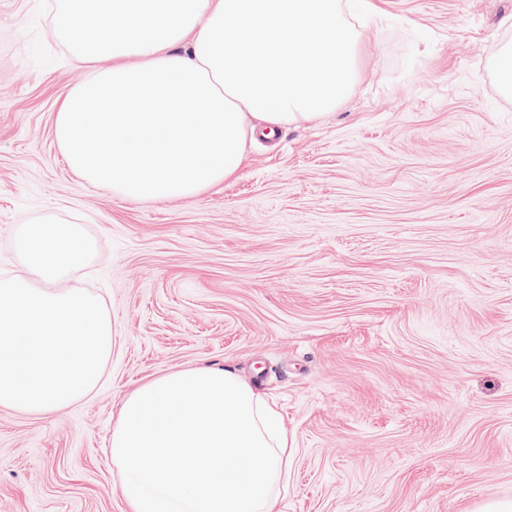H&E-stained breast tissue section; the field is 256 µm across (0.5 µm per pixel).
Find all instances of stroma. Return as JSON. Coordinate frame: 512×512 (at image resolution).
I'll use <instances>...</instances> for the list:
<instances>
[{
  "instance_id": "35a3bbf8",
  "label": "stroma",
  "mask_w": 512,
  "mask_h": 512,
  "mask_svg": "<svg viewBox=\"0 0 512 512\" xmlns=\"http://www.w3.org/2000/svg\"><path fill=\"white\" fill-rule=\"evenodd\" d=\"M330 117L249 146L198 195L133 200L55 136L88 80L58 0H0V279L56 217L95 255L69 287L112 319L101 384L57 417L0 407V512H126L109 441L146 381L229 367L289 432L281 512L512 501V0H373ZM495 71L501 92L512 97V44L505 45L495 60Z\"/></svg>"
}]
</instances>
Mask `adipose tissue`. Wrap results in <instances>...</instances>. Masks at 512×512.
I'll list each match as a JSON object with an SVG mask.
<instances>
[{"instance_id":"obj_1","label":"adipose tissue","mask_w":512,"mask_h":512,"mask_svg":"<svg viewBox=\"0 0 512 512\" xmlns=\"http://www.w3.org/2000/svg\"><path fill=\"white\" fill-rule=\"evenodd\" d=\"M369 0H60L58 32L92 78L56 137L85 179L131 199L232 178L248 139L324 118L356 79ZM106 38L87 42L86 25Z\"/></svg>"}]
</instances>
